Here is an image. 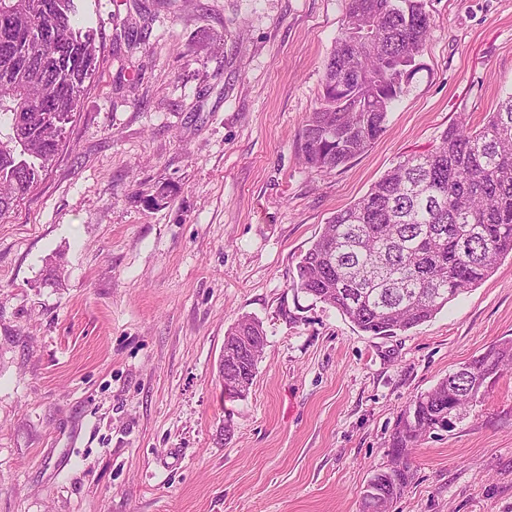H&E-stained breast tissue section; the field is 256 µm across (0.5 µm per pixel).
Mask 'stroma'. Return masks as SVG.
<instances>
[{
	"instance_id": "1",
	"label": "stroma",
	"mask_w": 512,
	"mask_h": 512,
	"mask_svg": "<svg viewBox=\"0 0 512 512\" xmlns=\"http://www.w3.org/2000/svg\"><path fill=\"white\" fill-rule=\"evenodd\" d=\"M347 0H79L101 67L0 221V512H362L409 403L512 338V256L432 319L360 331L291 286L337 211L512 89V0H426L367 151L305 167ZM123 24L145 38L115 49ZM262 322L245 396L224 336ZM390 512H512V372L410 454Z\"/></svg>"
}]
</instances>
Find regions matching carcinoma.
I'll return each mask as SVG.
<instances>
[{
	"mask_svg": "<svg viewBox=\"0 0 512 512\" xmlns=\"http://www.w3.org/2000/svg\"><path fill=\"white\" fill-rule=\"evenodd\" d=\"M78 0H0V220L37 185L59 151L85 81L99 69ZM431 18L426 0H349L325 61L301 154L327 172L364 152L419 71ZM512 253V91L483 123L454 124L427 153L406 156L334 215L300 258L292 288L373 336H392L439 313ZM266 341L243 317L224 336V389L249 390ZM512 366V339L459 366L416 397L391 440L398 468L370 482L364 512H387L413 478L410 451L452 429L454 406L481 402Z\"/></svg>",
	"mask_w": 512,
	"mask_h": 512,
	"instance_id": "1",
	"label": "carcinoma"
}]
</instances>
